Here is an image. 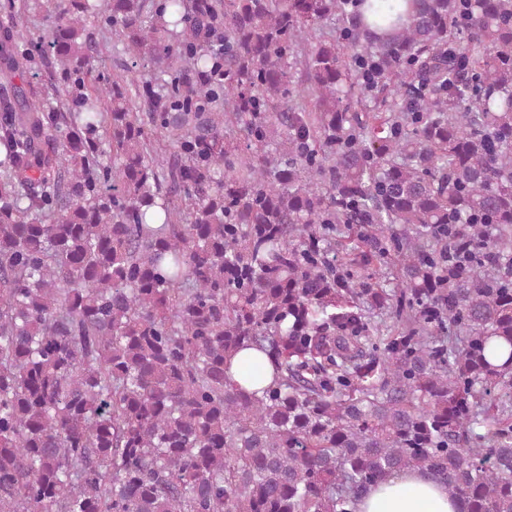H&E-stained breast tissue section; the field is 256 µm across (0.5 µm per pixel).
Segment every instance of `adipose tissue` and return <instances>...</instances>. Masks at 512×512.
I'll use <instances>...</instances> for the list:
<instances>
[{"label": "adipose tissue", "mask_w": 512, "mask_h": 512, "mask_svg": "<svg viewBox=\"0 0 512 512\" xmlns=\"http://www.w3.org/2000/svg\"><path fill=\"white\" fill-rule=\"evenodd\" d=\"M450 501L441 483L418 472L393 475L370 488L359 503V512H462Z\"/></svg>", "instance_id": "obj_1"}]
</instances>
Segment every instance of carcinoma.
<instances>
[{
  "label": "carcinoma",
  "mask_w": 512,
  "mask_h": 512,
  "mask_svg": "<svg viewBox=\"0 0 512 512\" xmlns=\"http://www.w3.org/2000/svg\"><path fill=\"white\" fill-rule=\"evenodd\" d=\"M8 18L0 512H512V0H54L65 112ZM90 32L99 42L100 54L92 62V75L94 77L112 78L113 74L123 72L130 66L132 60L123 48L122 43L117 42L112 36V26L101 17L91 19ZM260 362L266 368V373L262 380L258 383H252L246 380L241 374V366L247 362ZM272 368L266 357V355L254 348H245L241 350L231 361L228 375L237 382L239 385L245 387L250 392L258 391L257 395H260V389L267 386L272 381ZM427 504L428 508L422 505ZM463 505L451 502L441 483L419 473L395 474L371 487L359 502V512H462Z\"/></svg>",
  "instance_id": "carcinoma-1"
}]
</instances>
